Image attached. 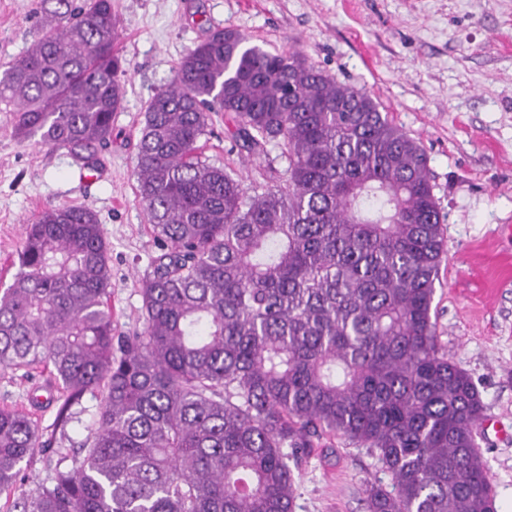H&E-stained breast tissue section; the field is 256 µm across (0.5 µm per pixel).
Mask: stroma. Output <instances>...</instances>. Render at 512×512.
Returning <instances> with one entry per match:
<instances>
[{"instance_id":"obj_1","label":"stroma","mask_w":512,"mask_h":512,"mask_svg":"<svg viewBox=\"0 0 512 512\" xmlns=\"http://www.w3.org/2000/svg\"><path fill=\"white\" fill-rule=\"evenodd\" d=\"M121 24L125 108L98 171L82 177L63 149L22 143L0 112V289L27 225L60 205L95 211L110 255V302L118 332L142 330L141 280L163 242L148 223L133 176L145 107L208 30L231 28L272 52H299L338 82L365 89L429 159L445 216L448 261L433 307L439 343L474 381L497 429L477 442L498 512H512V0H112ZM41 0H0V71L40 32ZM209 162L246 182L279 166V149L257 156L236 145L230 114L210 115ZM43 399L30 405L31 396ZM66 392L48 372L0 367V409L28 412L46 450L22 464L0 512L47 483L60 458L82 448L101 397L88 392L67 422ZM295 512H366V483H389L367 449L334 439L300 466Z\"/></svg>"}]
</instances>
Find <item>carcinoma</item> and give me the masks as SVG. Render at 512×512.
I'll use <instances>...</instances> for the list:
<instances>
[{"mask_svg":"<svg viewBox=\"0 0 512 512\" xmlns=\"http://www.w3.org/2000/svg\"><path fill=\"white\" fill-rule=\"evenodd\" d=\"M42 8L0 72V111L20 142L94 168L124 106L120 20L112 0ZM217 109L240 147L280 149L283 177L247 187L202 159ZM134 175L165 245L142 332L114 335L89 207L41 212L0 290V364L49 371L62 422L103 396L22 512H294L299 460L336 436L390 476L366 489L368 512H497L482 399L438 344L447 245L428 157L368 92L216 29L147 103ZM38 447L29 415L0 409V493Z\"/></svg>","mask_w":512,"mask_h":512,"instance_id":"1","label":"carcinoma"}]
</instances>
